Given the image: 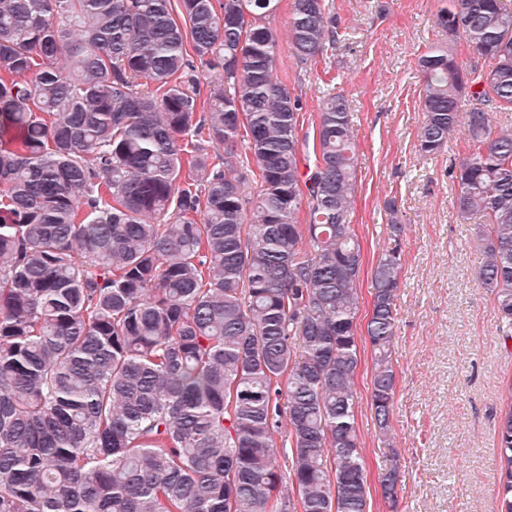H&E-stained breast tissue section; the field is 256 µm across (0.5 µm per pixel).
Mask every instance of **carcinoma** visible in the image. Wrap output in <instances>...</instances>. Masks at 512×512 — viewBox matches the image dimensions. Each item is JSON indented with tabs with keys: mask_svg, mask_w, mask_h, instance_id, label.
Returning a JSON list of instances; mask_svg holds the SVG:
<instances>
[{
	"mask_svg": "<svg viewBox=\"0 0 512 512\" xmlns=\"http://www.w3.org/2000/svg\"><path fill=\"white\" fill-rule=\"evenodd\" d=\"M278 2L0 0V512H368L352 113L324 92L301 170ZM433 24L492 61L418 56V150L466 127L449 175L512 328V131L461 112H512V8L448 0ZM288 31L304 64L336 48L327 0H293ZM401 269L391 247L371 270L381 432ZM498 445L512 512V382Z\"/></svg>",
	"mask_w": 512,
	"mask_h": 512,
	"instance_id": "obj_1",
	"label": "carcinoma"
}]
</instances>
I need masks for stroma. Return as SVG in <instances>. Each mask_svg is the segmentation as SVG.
Instances as JSON below:
<instances>
[{
    "label": "stroma",
    "mask_w": 512,
    "mask_h": 512,
    "mask_svg": "<svg viewBox=\"0 0 512 512\" xmlns=\"http://www.w3.org/2000/svg\"><path fill=\"white\" fill-rule=\"evenodd\" d=\"M339 37L321 64H304L287 45L277 80L299 96L300 139L313 141L323 71L351 106L357 192L350 222L361 245L360 311L371 310V267L389 247L386 226L403 224L396 300L391 425L379 432L370 406L372 356L361 345L355 371L356 426L369 487V512H498L497 422L502 387L512 380V339L504 337L493 295L477 281L483 263L478 226L458 214L450 165L464 156V132L431 158L417 140L428 47L452 49L467 69L491 62L432 23L448 0H329ZM395 211H388L387 202ZM397 468L394 501L379 477Z\"/></svg>",
    "instance_id": "obj_1"
}]
</instances>
